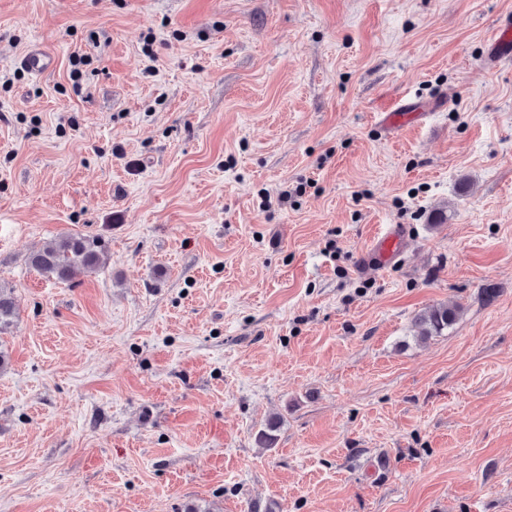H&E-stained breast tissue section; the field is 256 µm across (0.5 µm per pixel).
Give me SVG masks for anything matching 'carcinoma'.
<instances>
[{
  "label": "carcinoma",
  "mask_w": 512,
  "mask_h": 512,
  "mask_svg": "<svg viewBox=\"0 0 512 512\" xmlns=\"http://www.w3.org/2000/svg\"><path fill=\"white\" fill-rule=\"evenodd\" d=\"M108 256L104 238L94 234L65 233L49 241L41 250L29 257V264L47 279L71 281L92 269ZM16 310V298L12 292L0 288V332L12 323ZM457 309L447 304L419 314L415 320L417 338L427 340L441 335L452 325ZM281 418L269 419L256 435L264 448L274 447Z\"/></svg>",
  "instance_id": "carcinoma-1"
}]
</instances>
